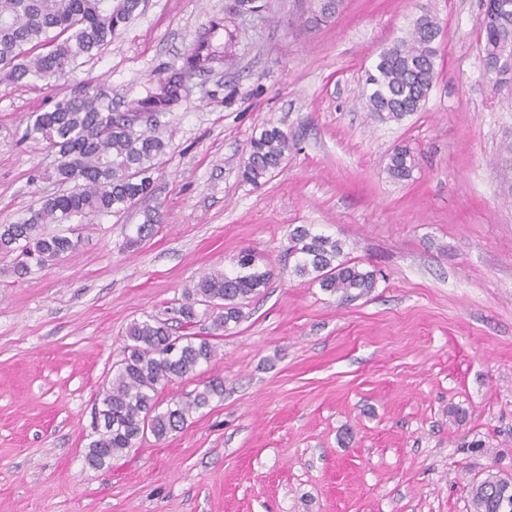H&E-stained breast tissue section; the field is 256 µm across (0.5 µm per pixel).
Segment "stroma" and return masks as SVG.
Wrapping results in <instances>:
<instances>
[{"label": "stroma", "instance_id": "obj_1", "mask_svg": "<svg viewBox=\"0 0 512 512\" xmlns=\"http://www.w3.org/2000/svg\"><path fill=\"white\" fill-rule=\"evenodd\" d=\"M231 2L146 0L68 80L0 83V224L56 189L54 153L21 138L29 113L81 85L127 111ZM258 3L233 18V59L161 116L149 196L75 225L79 251L25 277L0 254V512H473L474 480L512 475V78L484 69V0H345L320 24L312 0ZM426 12L443 27L429 98L381 121L366 72ZM270 125L292 149L254 185L240 166ZM399 144L416 155L405 181L387 173ZM299 224L379 269L375 290L343 301L294 276ZM244 248L271 281L213 337L216 359L161 394L217 376L223 397L90 467L126 327L177 325L186 289Z\"/></svg>", "mask_w": 512, "mask_h": 512}]
</instances>
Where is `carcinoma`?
I'll return each mask as SVG.
<instances>
[{"label":"carcinoma","instance_id":"obj_1","mask_svg":"<svg viewBox=\"0 0 512 512\" xmlns=\"http://www.w3.org/2000/svg\"><path fill=\"white\" fill-rule=\"evenodd\" d=\"M141 0H0V83L22 84L30 79L57 82L77 61L112 40L139 8ZM343 0H317L315 17L334 18ZM490 20L482 28L483 61L487 73L505 75L503 48L512 44V0H488ZM211 23L186 55L183 65L158 88L137 102L130 112L112 111L103 93L86 86L59 100L54 109L32 112L23 139L44 142L57 154L54 177L63 189L42 197L28 215L15 224H0V253L16 254L15 275L31 272L30 260L44 267L75 253L80 241L64 232L47 233V224H70L76 218L116 216L151 193L153 170L167 154V143L141 121L155 127L180 98L185 79L212 68L233 53L236 35L224 28V50L211 43ZM442 28L436 16L426 13L405 34L383 48L368 75L367 111L386 121H400L420 111L437 76L436 42ZM288 133L277 126L264 128L250 142L241 166L243 180L258 184L288 159ZM415 157L406 145L389 155L388 172L407 180ZM158 212L145 214L134 241L151 236L160 223ZM288 255L293 273L343 300L371 293L377 273L344 254L339 240L315 233L311 226L293 227L288 233ZM239 271L214 272L186 290V302L177 313L184 326L198 317L196 306L212 312L213 327L224 330L245 317L244 301L268 286L271 273L260 270L253 251L242 250ZM216 346L208 336L171 334L169 325L150 317L132 322L125 331L123 357L112 367V380L104 390L96 417V438L85 455L95 468L112 464L123 452L136 447L145 432L161 440L184 426L192 411L224 395L223 381L214 378L203 388L160 410L159 393L170 383L188 380L201 366L211 363ZM502 477L494 476L471 487L474 512H503Z\"/></svg>","mask_w":512,"mask_h":512}]
</instances>
